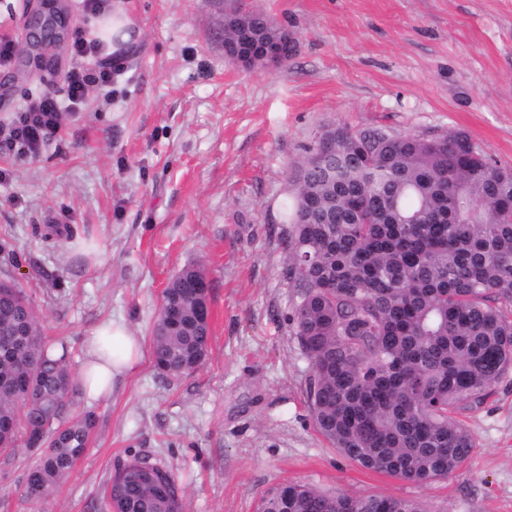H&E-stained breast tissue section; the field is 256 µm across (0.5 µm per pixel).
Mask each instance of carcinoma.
I'll return each instance as SVG.
<instances>
[{"label":"carcinoma","mask_w":512,"mask_h":512,"mask_svg":"<svg viewBox=\"0 0 512 512\" xmlns=\"http://www.w3.org/2000/svg\"><path fill=\"white\" fill-rule=\"evenodd\" d=\"M345 146L317 162L283 202L288 322L311 365L317 432L358 466L419 485L446 479L475 448L457 415L482 406L512 372V171L463 132L423 137L337 128ZM152 327L163 375L195 370L210 321L179 272ZM62 355H48L22 289L0 279V451L26 448L24 498L41 504L84 455L94 425ZM258 512H427L402 497L286 483ZM109 512H183L172 473L132 456L105 488Z\"/></svg>","instance_id":"1"}]
</instances>
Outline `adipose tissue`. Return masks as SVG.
<instances>
[{"label":"adipose tissue","instance_id":"ef3b65f1","mask_svg":"<svg viewBox=\"0 0 512 512\" xmlns=\"http://www.w3.org/2000/svg\"><path fill=\"white\" fill-rule=\"evenodd\" d=\"M143 359L144 349L125 323H101L86 342L83 393L93 399L110 394L115 378L134 371Z\"/></svg>","mask_w":512,"mask_h":512}]
</instances>
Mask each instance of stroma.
Wrapping results in <instances>:
<instances>
[{
	"label": "stroma",
	"mask_w": 512,
	"mask_h": 512,
	"mask_svg": "<svg viewBox=\"0 0 512 512\" xmlns=\"http://www.w3.org/2000/svg\"><path fill=\"white\" fill-rule=\"evenodd\" d=\"M143 36L117 53L110 87L64 113L36 155L0 154V277L32 300L48 339L84 342L105 319L149 341L168 281L188 264L209 283V352L165 377L151 360L109 397L86 453L42 512H107L116 465L149 455L173 471L183 512H257L283 483L422 502L428 512H512V376L461 414L476 446L448 478L418 486L341 456L315 430L311 366L287 321L281 219L321 128L432 136L456 131L512 169V0H124ZM37 0H0V123L61 91L64 42L36 67L24 22ZM288 28V62L248 70L224 52L225 13ZM26 449L0 455V512H32Z\"/></svg>",
	"instance_id": "1"
}]
</instances>
